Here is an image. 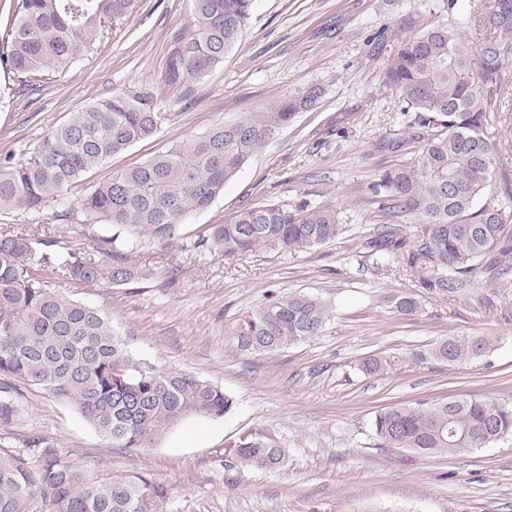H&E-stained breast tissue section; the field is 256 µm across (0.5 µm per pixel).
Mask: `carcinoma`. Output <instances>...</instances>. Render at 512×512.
<instances>
[{"label":"carcinoma","mask_w":512,"mask_h":512,"mask_svg":"<svg viewBox=\"0 0 512 512\" xmlns=\"http://www.w3.org/2000/svg\"><path fill=\"white\" fill-rule=\"evenodd\" d=\"M137 0H17L0 58L21 76L19 91H37L44 77L68 71L99 47ZM254 0H192L186 27L174 35L165 83L188 88L224 63L250 20ZM512 0H489L484 15L462 23L454 16L393 45L385 83L416 112L420 144L413 158L381 171L372 187L379 212L408 216L419 224L413 243L382 234L367 239L377 269L399 260L426 288L454 292L473 277L512 273V207L487 197L504 175L498 134L490 130L493 98L512 94ZM317 94L287 96L233 125L208 132L117 171L92 186L85 212L112 226L101 236L85 224L79 252L57 249L42 226L18 232L0 225V512H162L165 491L143 477L90 483L55 443L22 437L25 450L3 443L25 415L17 383L35 386L73 404L114 448H147L168 429L196 414L220 418L234 400L191 374L156 369L135 358L98 310L53 288L54 274L84 284L108 280L125 286L148 273L133 266L129 252L142 244L168 246L180 239L182 218L207 208L224 184L294 115L311 109ZM169 120L153 93L132 88L89 104L50 127L31 155L0 158V215L39 212L64 190L156 135ZM336 213L301 203L265 204L239 211L225 224L191 242L197 249L234 258L264 250L306 252L340 232ZM105 253L104 269L93 255ZM396 311L419 312L412 296L394 295ZM329 317L327 305L305 293L271 297L242 316L237 345L271 352L311 339ZM492 342L453 336L418 357L455 364L481 356ZM391 362L369 356L361 370L383 373ZM387 448L420 456L463 454L512 436V405L494 399L454 398L390 406L373 420ZM233 453L239 465L277 467L282 449L245 442Z\"/></svg>","instance_id":"cac0c4a2"}]
</instances>
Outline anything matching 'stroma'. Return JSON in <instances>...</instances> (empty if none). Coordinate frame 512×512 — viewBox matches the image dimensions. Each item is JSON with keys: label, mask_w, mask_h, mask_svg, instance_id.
Here are the masks:
<instances>
[{"label": "stroma", "mask_w": 512, "mask_h": 512, "mask_svg": "<svg viewBox=\"0 0 512 512\" xmlns=\"http://www.w3.org/2000/svg\"><path fill=\"white\" fill-rule=\"evenodd\" d=\"M485 0H255L242 38L193 89L162 80L171 41L188 22L191 0H139L93 54L41 90L0 99V157L30 154L45 131L70 113L126 88L150 89L168 122L152 138L112 157L68 187L41 213H15L23 229L55 224L69 210L76 229L63 250L81 247L91 218L80 200L92 183L133 167L218 124H231L285 96L317 89L224 186L205 210L187 214L183 242L146 245L131 261L149 270L128 286L56 280L57 291L103 313L125 347L162 371L190 373L234 400L220 418L190 416L149 448H112L70 403L22 387V434L53 441L87 481L142 476L162 484L164 512H512V438L463 455L418 457L381 447L380 409L472 396L512 403V277L471 279L442 293L421 287L403 263L374 269L364 235L383 217L371 185L378 171L406 160L377 143L409 133L408 106L384 84L398 38L455 16L484 13ZM336 212L335 240L308 252L261 251L231 259L190 248L209 225L242 208L301 202ZM301 292L330 308L319 336L268 353L242 351L238 320L271 296ZM420 303L397 313L388 296ZM448 336H484L487 354L455 365L417 359ZM390 358L380 375L365 357ZM283 448L272 470L236 464L240 442Z\"/></svg>", "instance_id": "obj_1"}]
</instances>
